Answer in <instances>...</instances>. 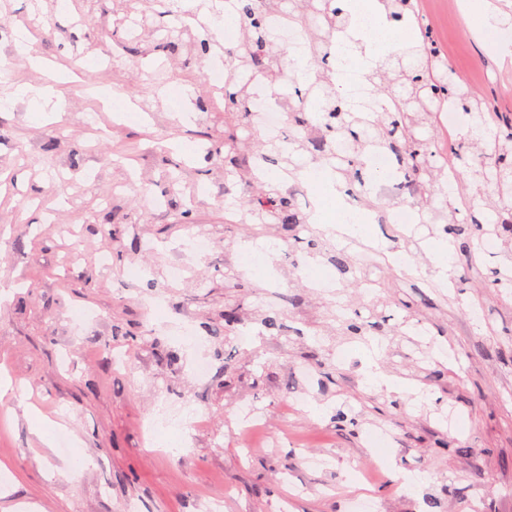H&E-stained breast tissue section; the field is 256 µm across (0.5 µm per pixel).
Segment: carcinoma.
<instances>
[{
	"label": "carcinoma",
	"instance_id": "1",
	"mask_svg": "<svg viewBox=\"0 0 512 512\" xmlns=\"http://www.w3.org/2000/svg\"><path fill=\"white\" fill-rule=\"evenodd\" d=\"M390 20L403 22L410 18V0H381ZM302 7L315 11L324 20L322 34L316 36L307 60V68L315 72V80L300 88L295 78H290L296 96L317 101L319 131L311 128L308 113L293 104H287L288 122L302 129L305 136L298 141L302 150H313L324 164L345 178L348 185L365 186L362 170L363 157L374 146H390L397 153L404 167L399 171L404 178L416 183L423 176L439 178L448 176L445 168L429 169L432 152L409 137L413 125L430 115L431 105L436 100L446 101L457 112H481L479 102L460 84H452L436 74V60L428 50V36H423L420 46H409L404 51L385 57L378 68L366 75L373 95L385 91L388 84L401 85L412 101L411 109L391 98L390 104H381L372 124H367L361 110L347 104L336 85L326 74L324 66L334 50L333 35L349 24L346 13L335 0H302ZM275 0H239L238 11L243 16L244 31L240 42L229 50L230 68L263 79L273 86L282 78L286 66L283 53L271 39L265 27L268 14L275 12ZM224 106V133L218 143L224 147V167H232V173L248 184L253 178V169L239 163L241 138L239 131L251 127L252 112L249 111L253 93L249 82L230 81ZM345 140L350 152L338 155L333 144ZM258 157L267 163H288L289 156L283 149L264 141L257 146ZM493 153L497 157L495 168L472 173L476 192L481 195L485 208L498 214L504 212L500 205L512 198V167L507 157L512 154V135L494 141ZM239 210L245 212L248 224H280L297 226L306 223L294 201L279 188L262 190L252 197L240 199Z\"/></svg>",
	"mask_w": 512,
	"mask_h": 512
}]
</instances>
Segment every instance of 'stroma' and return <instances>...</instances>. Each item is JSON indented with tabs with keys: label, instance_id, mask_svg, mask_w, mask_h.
<instances>
[{
	"label": "stroma",
	"instance_id": "stroma-1",
	"mask_svg": "<svg viewBox=\"0 0 512 512\" xmlns=\"http://www.w3.org/2000/svg\"><path fill=\"white\" fill-rule=\"evenodd\" d=\"M411 24L431 33L458 83L495 107L484 115L489 136L461 158L451 146L471 116L447 126L434 113L412 129L435 166L459 175L453 189L429 186L422 213L455 198L468 235L486 214L471 171L493 161L498 113L512 116V60L477 41L461 0H412ZM22 26L33 33L25 51L3 37ZM208 32L185 29L166 0H127L121 12L114 0H0V373L14 384L0 400V512H350L365 496L374 512H512V289L490 286L512 264L497 250L455 251L442 280L422 247L440 225L406 235L367 224L340 247L308 223L290 232L318 240L316 261L347 258L337 286L308 287L296 255L273 253L282 305L264 308L266 273H241L237 248L290 232L224 222L235 201L210 141L224 100L190 47ZM31 56L50 70L32 68ZM54 72L67 78L65 103L42 120L14 92ZM172 85L196 124L174 119ZM172 171L174 194L154 210L140 189L165 195ZM191 231L214 249L169 283L173 256L161 245ZM401 248L414 272L384 265ZM131 267L146 279L126 282ZM234 303L254 332L245 346L224 331ZM185 319L210 364L204 382L177 330ZM352 321L368 332L353 335ZM374 365L410 389L369 384ZM165 399L176 419L159 435L146 422ZM247 402L265 423L246 434ZM45 418L67 432L70 454L40 442ZM372 432L394 440L388 469L347 482L368 465Z\"/></svg>",
	"mask_w": 512,
	"mask_h": 512
}]
</instances>
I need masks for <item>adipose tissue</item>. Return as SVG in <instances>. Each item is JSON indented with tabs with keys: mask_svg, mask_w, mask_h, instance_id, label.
<instances>
[{
	"mask_svg": "<svg viewBox=\"0 0 512 512\" xmlns=\"http://www.w3.org/2000/svg\"><path fill=\"white\" fill-rule=\"evenodd\" d=\"M345 8L352 16L353 23L346 32L337 36V65L355 61L367 70L390 52L418 44L421 39L420 34L412 29H395L388 21L379 0H346ZM363 15L370 19V27L359 24L358 19ZM299 176L336 204L333 211L320 216V223L336 222L356 227L362 224L363 212L341 207L342 185L330 170L308 168L300 171Z\"/></svg>",
	"mask_w": 512,
	"mask_h": 512,
	"instance_id": "obj_1",
	"label": "adipose tissue"
}]
</instances>
